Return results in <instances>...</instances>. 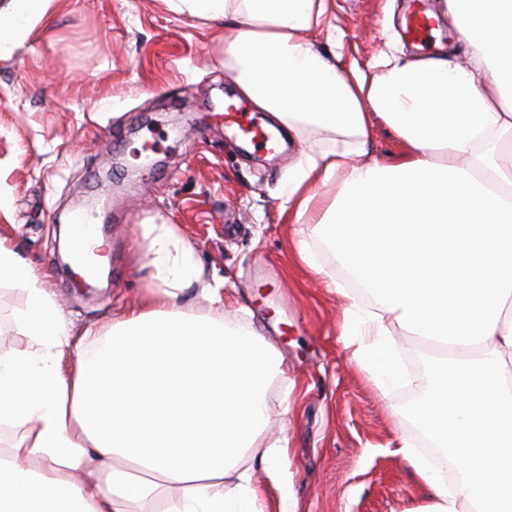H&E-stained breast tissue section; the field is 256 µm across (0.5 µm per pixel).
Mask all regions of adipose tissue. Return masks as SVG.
<instances>
[{
  "mask_svg": "<svg viewBox=\"0 0 512 512\" xmlns=\"http://www.w3.org/2000/svg\"><path fill=\"white\" fill-rule=\"evenodd\" d=\"M52 0L0 6V50ZM223 22L240 91L303 143L281 196L309 224L298 253L343 301L342 334L381 391L407 380L397 333L428 353L411 415L448 459L407 437L386 452L425 485L407 512H512V0H445L472 49L405 59L380 51L343 72L306 34L329 0H165ZM402 140L372 158L375 121ZM338 183L335 198L315 187ZM151 283L107 330L75 336L47 274L0 236V284L20 289L23 349L0 353V512H297L289 450L264 439L267 390L285 376L261 329L171 224L143 227ZM205 298L213 314L193 310ZM263 468L266 484L254 479Z\"/></svg>",
  "mask_w": 512,
  "mask_h": 512,
  "instance_id": "1",
  "label": "adipose tissue"
}]
</instances>
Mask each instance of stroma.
I'll return each mask as SVG.
<instances>
[{
    "label": "stroma",
    "instance_id": "1",
    "mask_svg": "<svg viewBox=\"0 0 512 512\" xmlns=\"http://www.w3.org/2000/svg\"><path fill=\"white\" fill-rule=\"evenodd\" d=\"M426 42L408 37V0H332L308 37L340 66L367 69L385 42L408 56L471 49L439 0ZM259 111L224 68V26L178 15L165 0H54L0 58V236L41 270L75 333L106 329L149 285L139 227L174 224L208 278L239 301L231 314L263 328L286 378L270 394V431L289 446L298 512H399L425 488L385 447L416 438L405 419L427 376L415 340L399 337L413 385L382 393L340 339L341 300L302 262L281 187L299 144L243 147L225 103ZM97 212L112 265L86 288L58 261L66 215Z\"/></svg>",
    "mask_w": 512,
    "mask_h": 512
}]
</instances>
